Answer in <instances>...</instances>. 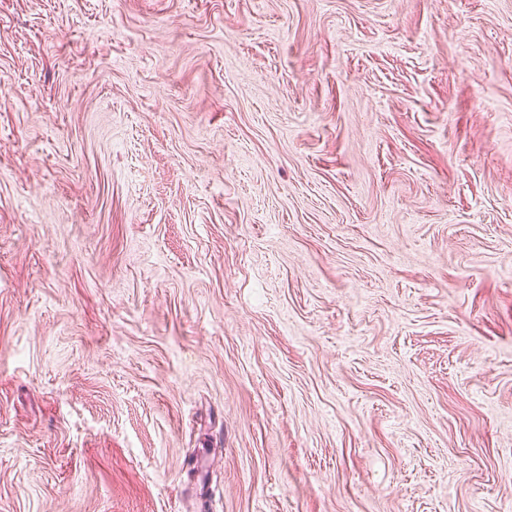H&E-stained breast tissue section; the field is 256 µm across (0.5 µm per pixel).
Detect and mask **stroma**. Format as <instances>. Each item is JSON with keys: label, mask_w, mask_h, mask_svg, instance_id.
Segmentation results:
<instances>
[{"label": "stroma", "mask_w": 512, "mask_h": 512, "mask_svg": "<svg viewBox=\"0 0 512 512\" xmlns=\"http://www.w3.org/2000/svg\"><path fill=\"white\" fill-rule=\"evenodd\" d=\"M0 512H512V0H0Z\"/></svg>", "instance_id": "35a3bbf8"}]
</instances>
